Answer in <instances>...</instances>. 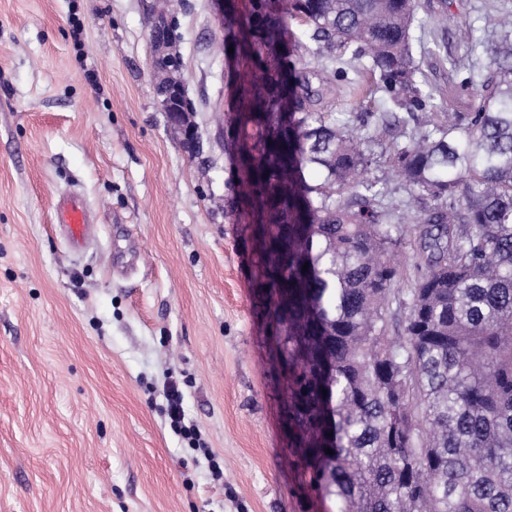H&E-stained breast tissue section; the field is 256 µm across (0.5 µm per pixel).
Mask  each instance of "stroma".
<instances>
[{"mask_svg":"<svg viewBox=\"0 0 512 512\" xmlns=\"http://www.w3.org/2000/svg\"><path fill=\"white\" fill-rule=\"evenodd\" d=\"M152 3L0 0V512H337L288 445L248 233L226 206L224 26L211 0H175L192 153L157 94ZM420 3L424 90L436 111H474V42L512 0ZM70 189L98 226L76 255L54 226ZM171 381L207 452L171 429Z\"/></svg>","mask_w":512,"mask_h":512,"instance_id":"1","label":"stroma"}]
</instances>
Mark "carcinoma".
<instances>
[{"label":"carcinoma","mask_w":512,"mask_h":512,"mask_svg":"<svg viewBox=\"0 0 512 512\" xmlns=\"http://www.w3.org/2000/svg\"><path fill=\"white\" fill-rule=\"evenodd\" d=\"M418 8L226 0L225 56L243 70L227 116L239 133L231 212L255 225L291 447L338 512H512V15L461 83L477 109L446 113L427 108L416 80ZM290 20L304 26L295 61ZM345 64L355 91L367 82L404 112L391 125L373 116L390 125V170L430 201L408 240L368 178L370 115L340 125L316 109ZM407 247L405 291L391 255Z\"/></svg>","instance_id":"cac0c4a2"}]
</instances>
